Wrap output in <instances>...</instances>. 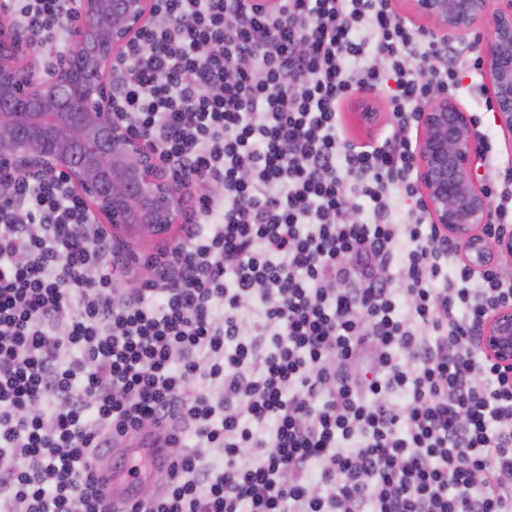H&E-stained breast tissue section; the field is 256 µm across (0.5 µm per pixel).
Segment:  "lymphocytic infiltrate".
<instances>
[{
    "instance_id": "lymphocytic-infiltrate-1",
    "label": "lymphocytic infiltrate",
    "mask_w": 512,
    "mask_h": 512,
    "mask_svg": "<svg viewBox=\"0 0 512 512\" xmlns=\"http://www.w3.org/2000/svg\"><path fill=\"white\" fill-rule=\"evenodd\" d=\"M8 2L40 46L74 21V0ZM154 5L112 102L175 174L222 190L132 257L60 178L11 176L0 512H512V379L478 344L512 281L462 263L415 172L419 113L482 58L391 0ZM363 88L395 131L358 145L340 109ZM486 187L490 232L512 230V162ZM147 428L163 483L112 508L95 462Z\"/></svg>"
}]
</instances>
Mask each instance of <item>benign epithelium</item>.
<instances>
[{
    "label": "benign epithelium",
    "instance_id": "7a95c632",
    "mask_svg": "<svg viewBox=\"0 0 512 512\" xmlns=\"http://www.w3.org/2000/svg\"><path fill=\"white\" fill-rule=\"evenodd\" d=\"M74 47L42 75L20 65L29 39L0 4V170L30 179L62 177L124 249L140 237L164 238L189 223L194 200L217 187L174 179L112 110L113 66L149 25L152 0H75ZM396 17L421 24L441 41L488 30L479 45L501 126L512 130V0H400ZM418 187L430 221L455 243L462 262L484 272L512 256V233L487 236L490 201L478 172L484 154L474 118L455 98L440 96L420 113ZM481 348L512 375V306L486 319Z\"/></svg>",
    "mask_w": 512,
    "mask_h": 512
}]
</instances>
